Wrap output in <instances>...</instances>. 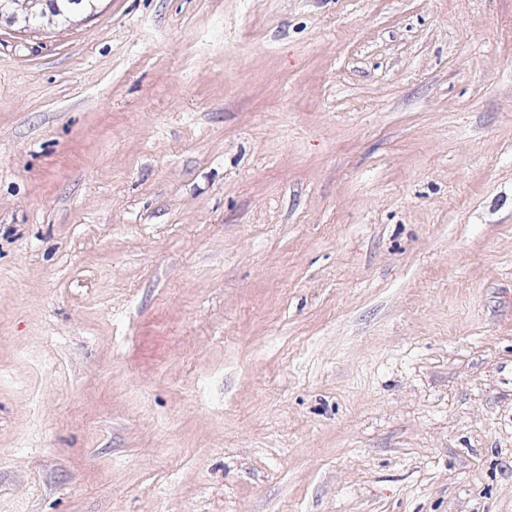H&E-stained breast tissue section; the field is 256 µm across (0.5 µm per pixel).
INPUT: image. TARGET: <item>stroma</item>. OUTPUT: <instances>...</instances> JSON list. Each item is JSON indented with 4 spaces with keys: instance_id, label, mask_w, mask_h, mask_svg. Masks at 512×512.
<instances>
[{
    "instance_id": "1",
    "label": "stroma",
    "mask_w": 512,
    "mask_h": 512,
    "mask_svg": "<svg viewBox=\"0 0 512 512\" xmlns=\"http://www.w3.org/2000/svg\"><path fill=\"white\" fill-rule=\"evenodd\" d=\"M0 512H512V0L0 24Z\"/></svg>"
}]
</instances>
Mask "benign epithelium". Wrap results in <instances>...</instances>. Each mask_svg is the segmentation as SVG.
Instances as JSON below:
<instances>
[{
	"instance_id": "1",
	"label": "benign epithelium",
	"mask_w": 512,
	"mask_h": 512,
	"mask_svg": "<svg viewBox=\"0 0 512 512\" xmlns=\"http://www.w3.org/2000/svg\"><path fill=\"white\" fill-rule=\"evenodd\" d=\"M96 0L82 5L79 0H0V21L6 20L23 30L72 22L95 8Z\"/></svg>"
}]
</instances>
